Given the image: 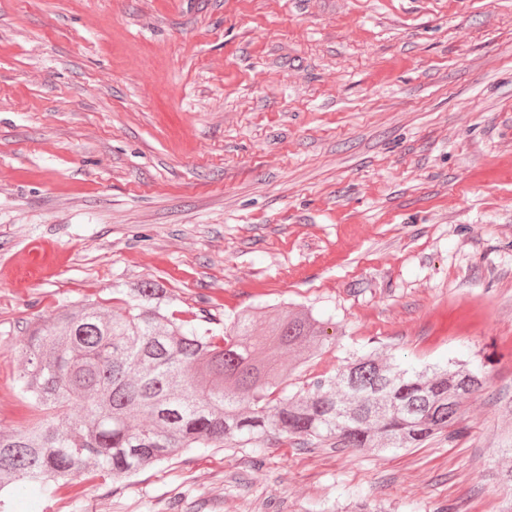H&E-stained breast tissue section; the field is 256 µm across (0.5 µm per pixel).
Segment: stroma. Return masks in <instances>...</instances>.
I'll list each match as a JSON object with an SVG mask.
<instances>
[{"label": "stroma", "instance_id": "stroma-1", "mask_svg": "<svg viewBox=\"0 0 512 512\" xmlns=\"http://www.w3.org/2000/svg\"><path fill=\"white\" fill-rule=\"evenodd\" d=\"M149 279L218 331L335 323L306 375L374 350L487 388L418 448H205L6 512H500L512 0H0V430L30 322Z\"/></svg>", "mask_w": 512, "mask_h": 512}]
</instances>
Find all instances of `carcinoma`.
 I'll return each mask as SVG.
<instances>
[{"label": "carcinoma", "instance_id": "carcinoma-1", "mask_svg": "<svg viewBox=\"0 0 512 512\" xmlns=\"http://www.w3.org/2000/svg\"><path fill=\"white\" fill-rule=\"evenodd\" d=\"M256 319L242 312L220 336L147 281L110 304L83 300L31 322L18 379L36 421L0 431V507L20 490L127 478L200 448H417L457 425L486 385L478 369L408 370L369 354L290 394L280 355L309 361L327 339L325 322L282 309L259 333ZM75 405L79 421L68 415ZM500 460L508 464L496 476L512 485V448Z\"/></svg>", "mask_w": 512, "mask_h": 512}]
</instances>
